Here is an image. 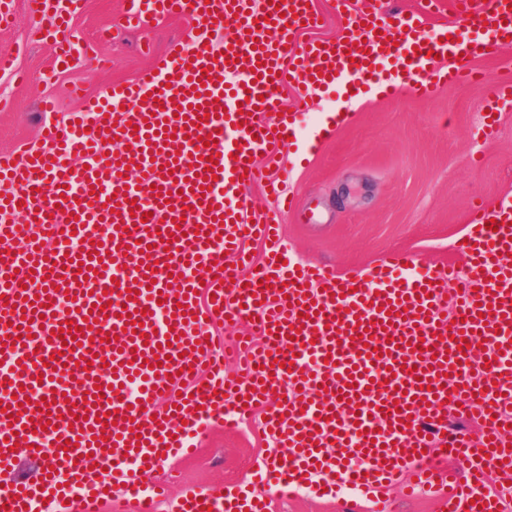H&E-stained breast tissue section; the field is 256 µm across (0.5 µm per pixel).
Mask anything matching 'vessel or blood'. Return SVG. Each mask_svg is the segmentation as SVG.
Returning <instances> with one entry per match:
<instances>
[{
    "mask_svg": "<svg viewBox=\"0 0 512 512\" xmlns=\"http://www.w3.org/2000/svg\"><path fill=\"white\" fill-rule=\"evenodd\" d=\"M126 2L125 27L181 16L196 28L167 42L150 77L81 96L47 146L0 156V469L46 461L35 480L0 487V512L65 501L89 512L115 482L133 512H151L137 473L273 395L265 426L286 454L265 464L267 485L318 474L327 491L374 496L400 480L413 495L448 488V512H504L482 480H512L499 418L512 412V204L472 211L454 245L463 275L403 251L352 273L272 253L257 262L242 243L279 236L277 217L249 222L247 191L265 178L257 156L275 161L295 133L281 87L360 92L376 80L433 98L478 80L468 63L512 37V0H459L431 35L441 0H365L336 38L302 44L322 24L310 0ZM29 12L43 20L37 42L72 19L54 0H29ZM223 27L222 50L207 49ZM54 47L67 68L96 56L90 44ZM438 55L454 67L434 68ZM109 140L121 150L106 151ZM250 319L263 344L235 338L216 354L210 323ZM228 355L243 373L225 374ZM452 409L481 422L478 438L449 422ZM448 454L460 472L437 465Z\"/></svg>",
    "mask_w": 512,
    "mask_h": 512,
    "instance_id": "b4317fda",
    "label": "vessel or blood"
}]
</instances>
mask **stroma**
<instances>
[{"mask_svg":"<svg viewBox=\"0 0 512 512\" xmlns=\"http://www.w3.org/2000/svg\"><path fill=\"white\" fill-rule=\"evenodd\" d=\"M81 5L67 36L81 46L111 28L101 48L109 65L102 69L80 60L54 75L51 46L28 37L33 23L28 0H12L15 23L0 29V48L13 51L16 72L28 79L0 72V95L15 102L13 111H0V155L18 157L44 145L47 127L65 122L78 107L72 88L96 93L109 83L140 78L155 66L154 58L142 53L143 44L162 49L169 37L191 25L174 19L126 31L121 27L123 0H81ZM470 65L486 73L488 83L445 89L431 100L418 99L406 88L393 96L365 97L352 123L314 152L309 145L324 114L344 109L345 100L282 87L283 103L301 110L303 119L293 145L282 148L269 177L295 198L296 208L280 217L276 243L251 240L246 249L259 259L274 247L293 259L330 262L346 272L369 268L393 250L410 253L425 267L454 260L452 247L466 232L472 208L493 209L512 200V100L491 93L494 84L512 83V46L492 47ZM45 98L55 101V111L40 112ZM489 113L498 133L485 141L478 129ZM270 409L267 403L259 406L230 431L212 428L192 456L161 460L154 471L139 475L141 483L169 485L155 512H183L191 491L226 495L252 490L258 466L279 453L263 425ZM260 493L269 512H446L442 501L405 496L398 484L386 487L376 500L345 489L325 495L314 484L289 496L267 487Z\"/></svg>","mask_w":512,"mask_h":512,"instance_id":"35a3bbf8","label":"stroma"}]
</instances>
